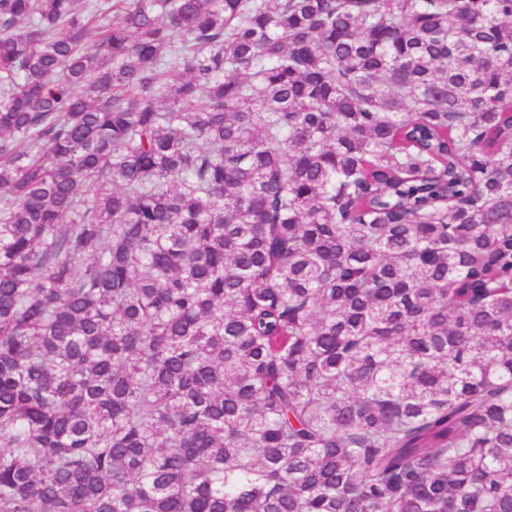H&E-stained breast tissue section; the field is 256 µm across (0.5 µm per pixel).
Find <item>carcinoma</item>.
<instances>
[{"label":"carcinoma","mask_w":512,"mask_h":512,"mask_svg":"<svg viewBox=\"0 0 512 512\" xmlns=\"http://www.w3.org/2000/svg\"><path fill=\"white\" fill-rule=\"evenodd\" d=\"M0 512H512V0H0Z\"/></svg>","instance_id":"obj_1"}]
</instances>
